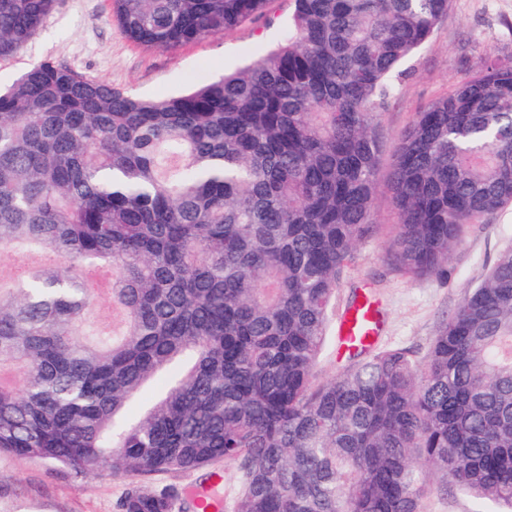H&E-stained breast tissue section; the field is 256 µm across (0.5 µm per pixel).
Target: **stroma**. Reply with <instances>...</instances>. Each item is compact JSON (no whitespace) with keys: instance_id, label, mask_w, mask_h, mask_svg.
I'll return each mask as SVG.
<instances>
[{"instance_id":"stroma-1","label":"stroma","mask_w":512,"mask_h":512,"mask_svg":"<svg viewBox=\"0 0 512 512\" xmlns=\"http://www.w3.org/2000/svg\"><path fill=\"white\" fill-rule=\"evenodd\" d=\"M290 0H269L263 17L230 34L177 48L147 47L120 29L110 0H56L41 29L18 54L0 58V86L50 58L112 87L142 97L179 93L241 69L265 55L288 23ZM489 51L512 52V0H451L432 39L407 63L396 98L381 116L383 159L391 161L401 132L427 102L448 94L476 71ZM396 215L386 189L376 196L377 233L358 247L356 261L340 284L350 300L370 288L387 313L382 345L425 352L442 321L465 293L480 283L499 253L512 248V208L470 225L448 260L444 279L411 278L386 261ZM212 467L125 477L104 469L89 480L43 460L0 455V512H121L133 485L179 494L209 482Z\"/></svg>"}]
</instances>
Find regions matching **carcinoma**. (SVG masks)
Wrapping results in <instances>:
<instances>
[{
	"instance_id": "carcinoma-1",
	"label": "carcinoma",
	"mask_w": 512,
	"mask_h": 512,
	"mask_svg": "<svg viewBox=\"0 0 512 512\" xmlns=\"http://www.w3.org/2000/svg\"><path fill=\"white\" fill-rule=\"evenodd\" d=\"M55 0H0V57ZM280 43L188 94L138 97L52 59L0 90V454L80 479L216 463L235 512H422L428 486L512 510V249L431 339L355 349L316 379L372 236L379 118L451 0H292ZM269 0H112L164 48ZM387 257L441 279L465 227L512 205V53L401 133ZM106 297L119 334L90 319ZM20 364L18 385L4 372ZM122 512H172L134 486Z\"/></svg>"
}]
</instances>
